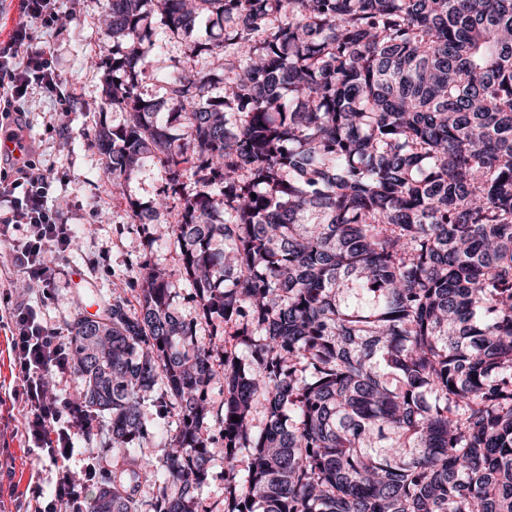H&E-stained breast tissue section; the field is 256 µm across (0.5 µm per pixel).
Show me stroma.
Listing matches in <instances>:
<instances>
[{"mask_svg": "<svg viewBox=\"0 0 512 512\" xmlns=\"http://www.w3.org/2000/svg\"><path fill=\"white\" fill-rule=\"evenodd\" d=\"M103 0H58L65 21L52 33L58 49L56 67L68 84L72 98L67 116L56 117L53 104L36 100L25 132L27 141L38 144L43 166L52 170L53 200L68 223L76 227L69 251L53 256L56 288L43 301L36 285L15 279L12 294L31 303H45L46 317L64 327L76 313L98 314L103 302L135 283L143 261L161 268L178 259L176 237L171 231L178 220L176 209L161 212L154 226L162 239L146 250L139 225L130 223L123 198L112 192L104 163L93 145L96 126L122 124L123 112L103 108L112 83L93 59L112 53V35L104 25ZM19 385L10 349L0 332V461L13 469L17 493H30L34 484H48V461L27 448L18 434L23 417L12 407V392Z\"/></svg>", "mask_w": 512, "mask_h": 512, "instance_id": "1", "label": "stroma"}]
</instances>
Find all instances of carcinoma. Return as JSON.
<instances>
[{"label": "carcinoma", "mask_w": 512, "mask_h": 512, "mask_svg": "<svg viewBox=\"0 0 512 512\" xmlns=\"http://www.w3.org/2000/svg\"><path fill=\"white\" fill-rule=\"evenodd\" d=\"M104 10L94 144L115 192L155 162L180 258L69 324L77 426L118 445L89 512H512V0ZM203 13L162 112L142 76ZM212 477L204 489L208 500H218L224 495V459L217 454L211 463Z\"/></svg>", "instance_id": "1"}]
</instances>
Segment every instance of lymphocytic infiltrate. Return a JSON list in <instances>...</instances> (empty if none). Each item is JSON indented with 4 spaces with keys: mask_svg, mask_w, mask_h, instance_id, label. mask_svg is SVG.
<instances>
[{
    "mask_svg": "<svg viewBox=\"0 0 512 512\" xmlns=\"http://www.w3.org/2000/svg\"><path fill=\"white\" fill-rule=\"evenodd\" d=\"M16 8L20 19L6 40H0V140L16 142L21 155L0 156V239L12 242V271L35 283L48 299L56 284L48 255L67 252L75 230L49 202L53 178L40 164L35 145L25 138L26 104L38 91L65 112L71 93L58 74L54 46L36 35L37 29L57 28V0H17ZM0 331L10 338L20 376L13 397L23 407V436L54 468L49 495L15 499L14 512H57L63 504L68 512H87L85 484L104 472L91 463L82 474L71 470L76 404L47 386L50 374L71 370L67 339L44 320L39 306L9 299L0 302Z\"/></svg>",
    "mask_w": 512,
    "mask_h": 512,
    "instance_id": "obj_1",
    "label": "lymphocytic infiltrate"
}]
</instances>
